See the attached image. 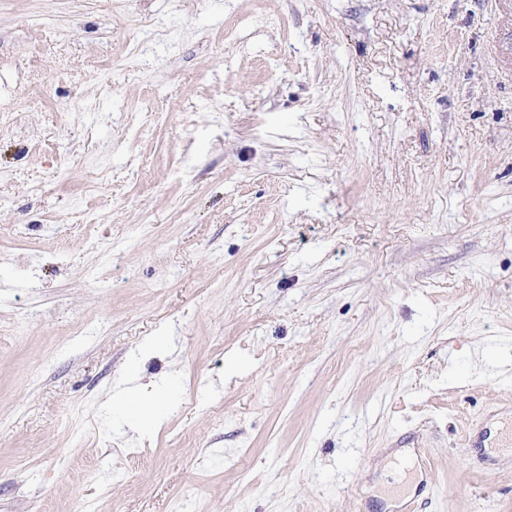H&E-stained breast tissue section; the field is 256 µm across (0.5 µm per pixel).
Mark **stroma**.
Masks as SVG:
<instances>
[{
    "label": "stroma",
    "mask_w": 512,
    "mask_h": 512,
    "mask_svg": "<svg viewBox=\"0 0 512 512\" xmlns=\"http://www.w3.org/2000/svg\"><path fill=\"white\" fill-rule=\"evenodd\" d=\"M503 425L512 0H0V512H512ZM142 385L134 384L119 393L113 399V403L129 412L135 417V421L140 424L141 420L150 421L154 428L159 426L162 422L161 416L157 411L159 402L165 396L163 387L155 388V396L150 399L145 397L144 392L141 390Z\"/></svg>",
    "instance_id": "1"
}]
</instances>
